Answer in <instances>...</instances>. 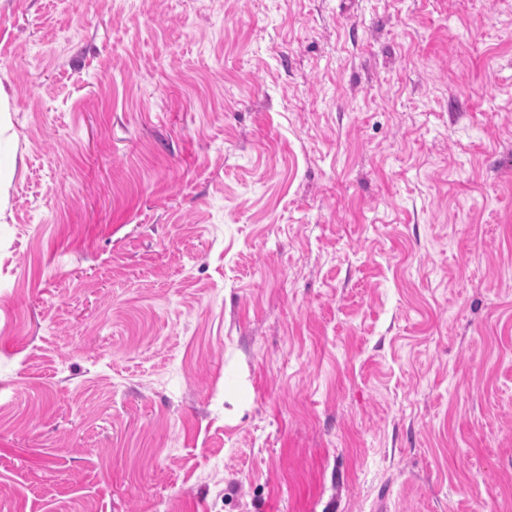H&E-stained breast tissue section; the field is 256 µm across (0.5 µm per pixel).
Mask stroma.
<instances>
[{
	"mask_svg": "<svg viewBox=\"0 0 512 512\" xmlns=\"http://www.w3.org/2000/svg\"><path fill=\"white\" fill-rule=\"evenodd\" d=\"M0 512H512V0H0Z\"/></svg>",
	"mask_w": 512,
	"mask_h": 512,
	"instance_id": "obj_1",
	"label": "stroma"
}]
</instances>
